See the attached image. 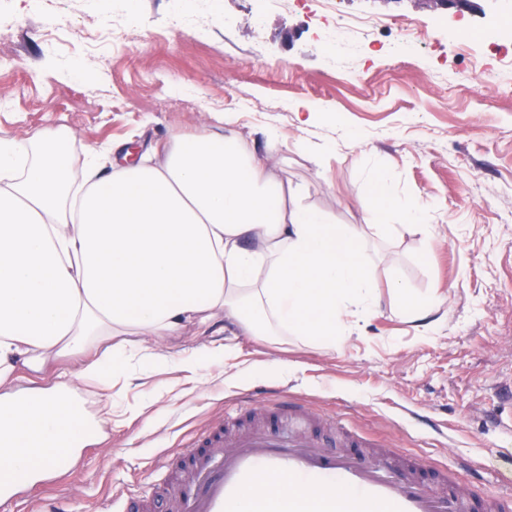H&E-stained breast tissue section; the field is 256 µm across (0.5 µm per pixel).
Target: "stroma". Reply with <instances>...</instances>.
<instances>
[{
    "mask_svg": "<svg viewBox=\"0 0 512 512\" xmlns=\"http://www.w3.org/2000/svg\"><path fill=\"white\" fill-rule=\"evenodd\" d=\"M336 2L267 0L257 24L254 0H0V128L69 130L77 166L110 142L239 132L338 224L365 223L370 180L385 172L396 193L427 205L433 234L391 216V237L374 247L396 264L376 269L377 287L387 293L393 277L447 297L429 332L387 307L341 350L229 328L215 356L190 327L168 341L181 360L128 353L106 392L75 379L94 428L57 473L68 512H125L148 494L153 512H172L183 449L250 410L252 393L302 400L325 424L446 465L477 492L499 490L512 468V428L488 418L512 416L500 391L512 380V89L484 81L505 66L490 36L512 24V0ZM179 8L187 23L170 26ZM340 14L380 24L367 39L337 40ZM414 22L434 32L407 52ZM466 31L476 41L462 49ZM303 101L329 109L304 123ZM217 112L234 123L216 125Z\"/></svg>",
    "mask_w": 512,
    "mask_h": 512,
    "instance_id": "stroma-1",
    "label": "stroma"
}]
</instances>
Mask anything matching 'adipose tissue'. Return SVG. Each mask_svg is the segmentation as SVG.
<instances>
[{
  "label": "adipose tissue",
  "mask_w": 512,
  "mask_h": 512,
  "mask_svg": "<svg viewBox=\"0 0 512 512\" xmlns=\"http://www.w3.org/2000/svg\"><path fill=\"white\" fill-rule=\"evenodd\" d=\"M65 133L0 130V471L33 459L67 466L88 436L60 358L105 379L127 349L149 358L167 338L224 320L250 336H293L333 349L374 318L380 295L371 236L387 219L427 218L388 176L373 180L366 227L303 206L242 135L205 129L90 153L74 172ZM394 306L427 331L443 297L390 280ZM54 368L46 388L18 374Z\"/></svg>",
  "instance_id": "obj_1"
}]
</instances>
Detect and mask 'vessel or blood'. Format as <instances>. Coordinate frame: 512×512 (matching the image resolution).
<instances>
[{
  "label": "vessel or blood",
  "mask_w": 512,
  "mask_h": 512,
  "mask_svg": "<svg viewBox=\"0 0 512 512\" xmlns=\"http://www.w3.org/2000/svg\"><path fill=\"white\" fill-rule=\"evenodd\" d=\"M309 417L282 396L266 402L262 423L204 430L185 450L175 512H239L249 494L260 512H512L510 473L508 491L477 495L447 469L360 435L337 450Z\"/></svg>",
  "instance_id": "vessel-or-blood-1"
}]
</instances>
